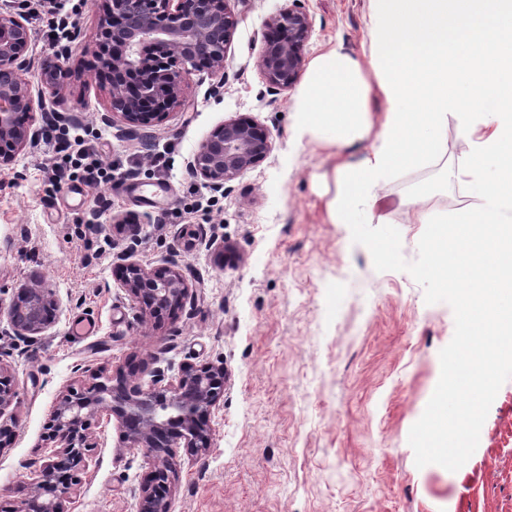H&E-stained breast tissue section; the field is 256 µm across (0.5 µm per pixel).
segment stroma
<instances>
[{
    "instance_id": "1",
    "label": "stroma",
    "mask_w": 512,
    "mask_h": 512,
    "mask_svg": "<svg viewBox=\"0 0 512 512\" xmlns=\"http://www.w3.org/2000/svg\"><path fill=\"white\" fill-rule=\"evenodd\" d=\"M291 3L236 0L223 94L211 96L210 77L198 73L184 106L134 136L103 120L108 90L88 70L102 17L91 0L66 2L79 36L67 44L71 77L59 91L43 80L54 49L32 39L27 78L43 99L35 129L56 111L100 133L104 160L124 163L107 212L142 232L132 242L88 230L94 190H52L42 140L0 167V358L19 393L0 414L14 425L0 440V512L28 497L25 468L48 453L44 428L75 364L130 362L146 382L157 367L219 359L224 397L210 416L211 448L203 457L177 449L171 512H512V371L497 372L459 466L421 458L432 396L465 340L459 309L426 273V225L403 211L387 224L330 223L323 177L333 159L297 132L299 88L270 94L257 66L267 20ZM301 3L312 22L306 60L337 45L362 55L370 0ZM232 118L266 126L273 150L219 194L187 163ZM122 251L150 268L179 267L191 288L183 308L138 321L117 281ZM36 279L60 311L29 342L13 335L7 311ZM93 438L74 512H137L146 450L126 447L114 421Z\"/></svg>"
}]
</instances>
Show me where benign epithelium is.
I'll return each mask as SVG.
<instances>
[{
	"instance_id": "benign-epithelium-1",
	"label": "benign epithelium",
	"mask_w": 512,
	"mask_h": 512,
	"mask_svg": "<svg viewBox=\"0 0 512 512\" xmlns=\"http://www.w3.org/2000/svg\"><path fill=\"white\" fill-rule=\"evenodd\" d=\"M231 0H99L103 17L95 75L109 86L110 123L137 132L163 122L184 105L190 77L208 71L210 93L224 88V61L237 17ZM258 66L270 89L296 85L305 67L304 46L312 23L300 0L280 9L267 23ZM31 29L25 12L0 10V166L36 139L32 129L34 95L26 74L31 59ZM272 151L268 129L231 119L214 130L192 155L190 173L216 192ZM121 288L148 321L184 305L189 284L178 268L153 270L121 252ZM58 303L53 289L35 281L22 288L8 310L14 335L34 341L54 322ZM88 369L77 364L78 380L62 393L45 427L52 452L31 472L30 495L17 512H72L81 475L92 461V426L116 419L127 447L144 448L152 470L140 487L138 512H171V493L179 475L175 449L211 448L210 414L224 398V363L206 367L184 362L175 377L152 372L144 385L121 367L102 370L85 383ZM18 399L11 376L0 362V416Z\"/></svg>"
}]
</instances>
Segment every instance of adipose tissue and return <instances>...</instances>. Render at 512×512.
Segmentation results:
<instances>
[{
	"mask_svg": "<svg viewBox=\"0 0 512 512\" xmlns=\"http://www.w3.org/2000/svg\"><path fill=\"white\" fill-rule=\"evenodd\" d=\"M367 61L333 47L315 57L295 104L298 131L333 150L334 224L389 223L375 206L397 172L439 168L478 202L452 220L435 219L437 184L423 183L398 205L429 233L427 274L458 304L462 324L490 328L492 348L456 350L452 387L432 398L443 430L428 444L444 466L474 445L482 399L504 355L512 353V0H371ZM385 108L371 110L372 94ZM456 123L470 150L449 168L446 132ZM468 260V287L447 279Z\"/></svg>",
	"mask_w": 512,
	"mask_h": 512,
	"instance_id": "1",
	"label": "adipose tissue"
}]
</instances>
